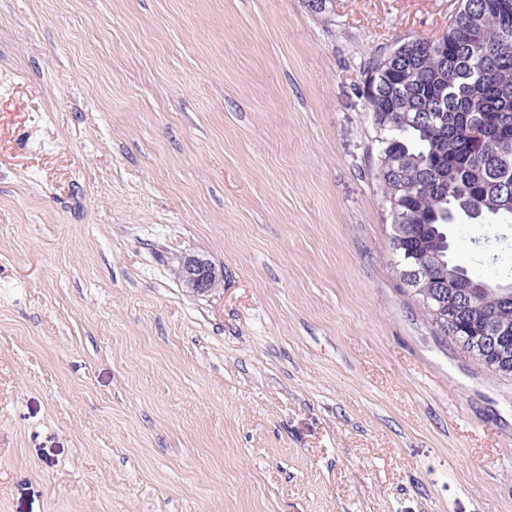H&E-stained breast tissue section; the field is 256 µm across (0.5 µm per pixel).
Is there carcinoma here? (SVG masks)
Returning <instances> with one entry per match:
<instances>
[{"label": "carcinoma", "instance_id": "carcinoma-1", "mask_svg": "<svg viewBox=\"0 0 512 512\" xmlns=\"http://www.w3.org/2000/svg\"><path fill=\"white\" fill-rule=\"evenodd\" d=\"M363 77L393 264L429 253L422 309L464 352L485 329L512 336V288L455 263L447 232L464 220L512 222V0H459L448 31L407 39ZM450 280L467 294L450 296Z\"/></svg>", "mask_w": 512, "mask_h": 512}]
</instances>
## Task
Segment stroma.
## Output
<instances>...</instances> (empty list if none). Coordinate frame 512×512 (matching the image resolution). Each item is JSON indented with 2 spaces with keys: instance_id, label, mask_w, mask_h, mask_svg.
I'll use <instances>...</instances> for the list:
<instances>
[{
  "instance_id": "35a3bbf8",
  "label": "stroma",
  "mask_w": 512,
  "mask_h": 512,
  "mask_svg": "<svg viewBox=\"0 0 512 512\" xmlns=\"http://www.w3.org/2000/svg\"><path fill=\"white\" fill-rule=\"evenodd\" d=\"M455 7L0 0V512H512V379L401 285L359 90ZM449 235L512 279V223ZM179 276L186 288L198 294L211 291L213 284L219 279L214 265L198 255H189L183 259Z\"/></svg>"
}]
</instances>
